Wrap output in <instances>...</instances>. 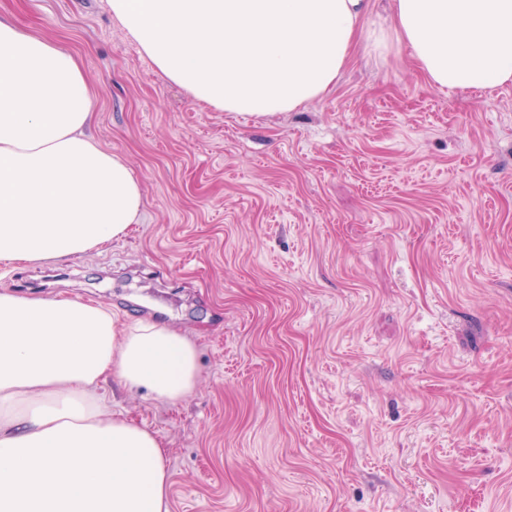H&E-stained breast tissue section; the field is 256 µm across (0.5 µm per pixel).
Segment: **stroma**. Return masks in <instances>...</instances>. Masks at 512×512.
<instances>
[{"mask_svg":"<svg viewBox=\"0 0 512 512\" xmlns=\"http://www.w3.org/2000/svg\"><path fill=\"white\" fill-rule=\"evenodd\" d=\"M79 60L87 133L143 188L139 224L0 286L172 325L200 382L157 432L170 512H512V85L434 89L371 0L334 86L268 117L163 77L108 0H0Z\"/></svg>","mask_w":512,"mask_h":512,"instance_id":"stroma-1","label":"stroma"}]
</instances>
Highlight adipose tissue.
Masks as SVG:
<instances>
[{
	"instance_id": "obj_1",
	"label": "adipose tissue",
	"mask_w": 512,
	"mask_h": 512,
	"mask_svg": "<svg viewBox=\"0 0 512 512\" xmlns=\"http://www.w3.org/2000/svg\"><path fill=\"white\" fill-rule=\"evenodd\" d=\"M113 16L195 100L242 115L324 95L369 0H109ZM394 35L437 89L512 84V0H392ZM93 96L75 56L0 18V264L59 262L125 238L141 184L85 130ZM115 377L175 404L200 377L170 325L0 289V512H170L165 444L108 413Z\"/></svg>"
}]
</instances>
